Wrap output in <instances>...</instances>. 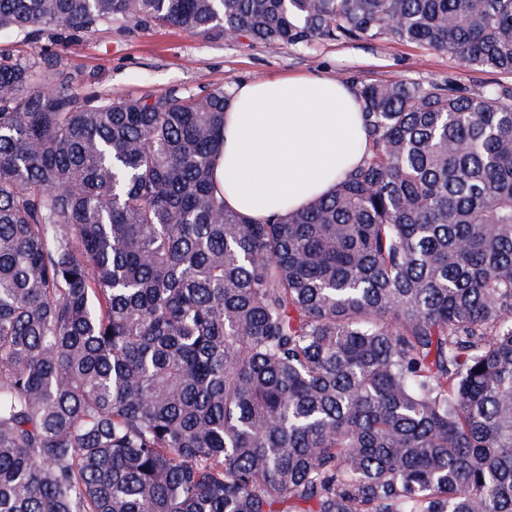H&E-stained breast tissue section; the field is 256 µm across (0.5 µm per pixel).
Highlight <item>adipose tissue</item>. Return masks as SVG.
Segmentation results:
<instances>
[{"label":"adipose tissue","instance_id":"ef3b65f1","mask_svg":"<svg viewBox=\"0 0 512 512\" xmlns=\"http://www.w3.org/2000/svg\"><path fill=\"white\" fill-rule=\"evenodd\" d=\"M351 87L316 74L245 82L224 112L215 175L226 209L263 219L333 191L363 155Z\"/></svg>","mask_w":512,"mask_h":512}]
</instances>
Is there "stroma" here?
<instances>
[{"label": "stroma", "instance_id": "1", "mask_svg": "<svg viewBox=\"0 0 512 512\" xmlns=\"http://www.w3.org/2000/svg\"><path fill=\"white\" fill-rule=\"evenodd\" d=\"M0 47L26 58L38 73L52 53H59L62 67L82 95L115 98L171 88L199 95L221 85L233 88L266 77L313 72L367 82L450 80L470 91L496 79L495 74L470 69L448 55L394 40L317 43L297 50L244 38L210 41L176 27L142 29L121 21L61 50L20 37L2 38Z\"/></svg>", "mask_w": 512, "mask_h": 512}]
</instances>
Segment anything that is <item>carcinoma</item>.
Wrapping results in <instances>:
<instances>
[{
  "label": "carcinoma",
  "instance_id": "obj_1",
  "mask_svg": "<svg viewBox=\"0 0 512 512\" xmlns=\"http://www.w3.org/2000/svg\"><path fill=\"white\" fill-rule=\"evenodd\" d=\"M114 20L512 75V0H0L57 46ZM346 83L361 164L254 219L230 88L86 97L0 48V512H512V87Z\"/></svg>",
  "mask_w": 512,
  "mask_h": 512
}]
</instances>
